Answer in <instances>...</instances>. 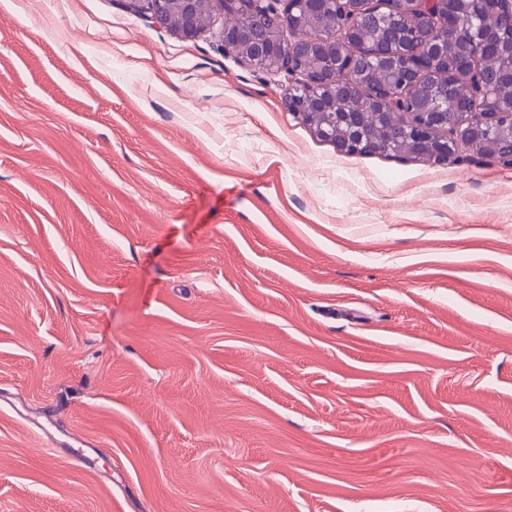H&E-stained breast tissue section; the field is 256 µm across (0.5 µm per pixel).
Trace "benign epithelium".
Returning <instances> with one entry per match:
<instances>
[{"mask_svg": "<svg viewBox=\"0 0 512 512\" xmlns=\"http://www.w3.org/2000/svg\"><path fill=\"white\" fill-rule=\"evenodd\" d=\"M275 11L288 17L286 35L277 39L266 36L256 39L247 25L237 29L224 27L219 33L224 52L251 68L269 75L284 74L285 105L302 122L316 127L318 133L329 135L324 129L325 109L329 98L321 94L323 73L329 82L342 86L354 73V61L359 54L358 15L361 0H269ZM341 3L349 13L347 22L336 34L326 36L320 31L301 34L306 13L320 11L328 3ZM178 10L180 24L175 33L182 39L192 40L202 32L198 17V0H165ZM413 11L431 13L436 36L427 42V54L399 52L394 56L379 55L382 63L394 72L404 75V81L415 83L430 72L434 60L448 48V40L462 37L466 43H475L476 27L458 34V22L452 4L455 0H412ZM457 72L469 77L470 95L463 103L450 102L448 107H432L418 100L410 89L394 88L383 93L378 103L400 113L408 121L411 135L418 145L432 148L434 162H445L459 145L471 148L483 146L503 163L512 166V105L506 107L494 95L488 79L474 62L471 54L460 55L455 63Z\"/></svg>", "mask_w": 512, "mask_h": 512, "instance_id": "7a95c632", "label": "benign epithelium"}]
</instances>
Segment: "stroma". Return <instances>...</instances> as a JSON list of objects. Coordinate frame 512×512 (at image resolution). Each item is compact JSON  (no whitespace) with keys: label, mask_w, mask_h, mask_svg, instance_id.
<instances>
[{"label":"stroma","mask_w":512,"mask_h":512,"mask_svg":"<svg viewBox=\"0 0 512 512\" xmlns=\"http://www.w3.org/2000/svg\"><path fill=\"white\" fill-rule=\"evenodd\" d=\"M14 3L0 512H512V166L338 152L218 18ZM152 2H165L171 8L174 6L180 15L179 18L175 12H165L159 16V20L166 24V28L173 30L178 26V29L174 32L182 39L192 40L195 39L203 29L202 23L198 17V0H153Z\"/></svg>","instance_id":"obj_1"}]
</instances>
